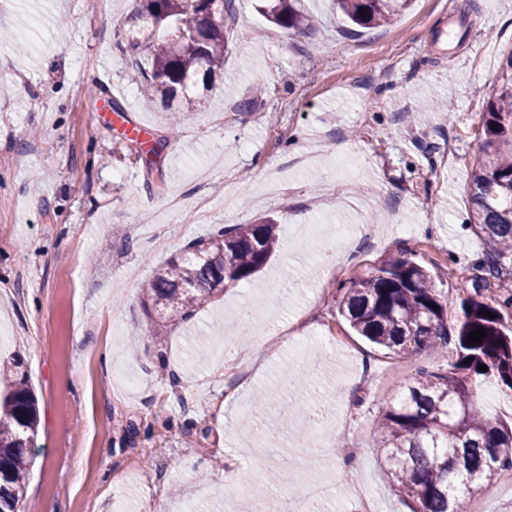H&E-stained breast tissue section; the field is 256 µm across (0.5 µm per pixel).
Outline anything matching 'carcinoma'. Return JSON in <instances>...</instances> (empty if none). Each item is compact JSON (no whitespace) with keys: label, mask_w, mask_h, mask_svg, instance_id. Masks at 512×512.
Instances as JSON below:
<instances>
[{"label":"carcinoma","mask_w":512,"mask_h":512,"mask_svg":"<svg viewBox=\"0 0 512 512\" xmlns=\"http://www.w3.org/2000/svg\"><path fill=\"white\" fill-rule=\"evenodd\" d=\"M139 0L135 19L118 21L119 47L147 54L140 71L147 97L181 109L207 106L209 78L224 68L228 20L234 0ZM410 0H333L332 9L350 23L373 29L391 24ZM257 9L288 33H302L312 19L300 0H258ZM485 155L470 185V223L484 241L481 275L474 293L461 299V314L448 326V296L432 285L429 271L402 253L384 261L345 289L338 311L357 335L399 356L452 344L456 360L446 369L422 370L404 396L383 409L377 439L387 475L413 502L412 512H459L464 492L512 469V423L491 420L476 406L477 386L495 382L512 396V86L503 87L481 113ZM278 224H233L188 243L181 257L143 288L144 306L185 320L229 285L250 279L278 247ZM490 312L493 317H485ZM478 345L466 344L476 328ZM487 370L479 371V366ZM38 402L23 363L0 365V512H19L32 462Z\"/></svg>","instance_id":"carcinoma-1"}]
</instances>
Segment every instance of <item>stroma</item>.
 <instances>
[{
	"label": "stroma",
	"instance_id": "1",
	"mask_svg": "<svg viewBox=\"0 0 512 512\" xmlns=\"http://www.w3.org/2000/svg\"><path fill=\"white\" fill-rule=\"evenodd\" d=\"M301 5L318 24L291 36L235 0L209 107L173 131L119 47L126 0H0V359L22 360L39 403L20 512H278L281 489L322 479L340 495L319 512H345L358 488L410 512L376 423L418 369L454 355L370 345L340 315L339 289L406 250L449 316L471 293L483 243L470 178L479 117L507 73L512 0H413L371 30L328 0ZM263 214L280 222L264 269L149 343L142 286L189 241ZM309 224H375L383 239L349 256L334 245L327 273ZM228 337L244 340L230 368ZM289 366L333 371L307 395L330 447L286 419ZM253 414L283 425L287 447L247 430Z\"/></svg>",
	"mask_w": 512,
	"mask_h": 512
}]
</instances>
